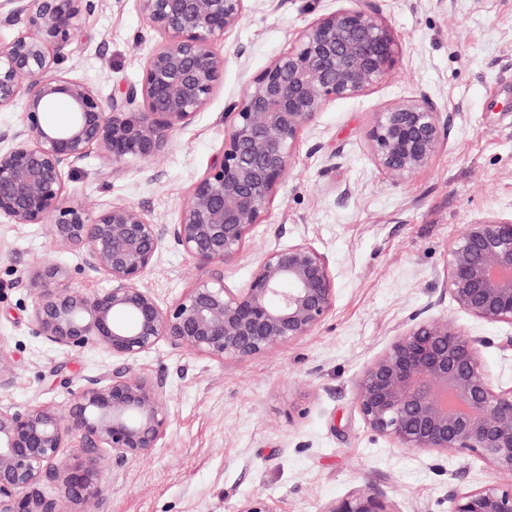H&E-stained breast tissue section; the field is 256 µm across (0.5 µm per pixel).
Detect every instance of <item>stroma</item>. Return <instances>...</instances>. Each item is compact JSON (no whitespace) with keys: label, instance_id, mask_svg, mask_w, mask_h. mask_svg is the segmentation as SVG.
<instances>
[{"label":"stroma","instance_id":"35a3bbf8","mask_svg":"<svg viewBox=\"0 0 512 512\" xmlns=\"http://www.w3.org/2000/svg\"><path fill=\"white\" fill-rule=\"evenodd\" d=\"M347 8L368 10L391 28L398 64L364 95L327 103L304 128L267 215L224 266L225 282L239 288L265 252L307 241L330 259L336 307L311 336L246 361L220 363L163 343L131 362L133 372L166 381L172 422L149 457L116 463L103 454L96 512H237L251 496L275 501L280 512H326L366 486L393 512H449L453 490L496 479L465 452L392 447L365 427L354 391L367 363L426 305L471 335L512 336V326L460 312L440 291L463 226L512 215V0H249L240 22L213 44L224 75L208 107L151 162L161 178L148 179L138 163H108L94 149L67 192L98 206H141L156 222L175 223L224 148L222 116L246 78L288 52L322 15ZM160 42L135 0H94L59 54L68 77L108 99L139 80ZM420 95L439 113L444 146L426 168L394 182L371 159L369 131L386 106ZM50 241V225L0 220L5 404H65L73 386L116 365L104 350H60L34 334L33 297L17 280L48 258L68 267L81 260L52 252ZM208 273L167 248L145 284L167 303Z\"/></svg>","mask_w":512,"mask_h":512}]
</instances>
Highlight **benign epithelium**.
Masks as SVG:
<instances>
[{"label": "benign epithelium", "instance_id": "benign-epithelium-1", "mask_svg": "<svg viewBox=\"0 0 512 512\" xmlns=\"http://www.w3.org/2000/svg\"><path fill=\"white\" fill-rule=\"evenodd\" d=\"M248 0H136L149 29L164 38L141 80L105 102L92 86L62 72L48 47L66 46L94 0H6L5 21L25 31L0 48V111L23 108L0 132V217L52 225L56 252L81 253L71 270L53 261L22 277L34 294L35 333L61 348L101 347L122 365L86 380L65 407L0 403V512H95L104 487L95 455H150L171 425L166 383L132 374L125 363L167 342L212 360H248L300 341L336 307L330 259L306 241L266 252L240 288L223 265L238 257L285 180L303 129L327 103L354 99L396 66L390 28L364 9H339L303 29L295 46L247 79L224 150L195 182L174 224H158L136 205L89 207L70 200L67 178L98 147L114 164L147 162L173 132L209 104L224 75L212 42L242 19ZM68 104L65 126L47 114ZM376 166L400 182L427 167L444 144L438 112L421 95L379 113L369 133ZM210 274L168 304L144 285L163 247ZM101 275L109 287H71L74 275ZM442 293L488 324L512 325V217L464 225L449 247ZM427 305L409 316L387 349L356 382L366 427L395 448L468 452L512 477V386L495 384L483 359L489 337L471 336ZM80 444L72 445L75 438ZM46 479L60 493L34 492ZM237 512H280L262 497ZM324 512H394L362 488ZM451 512H512V483L453 494Z\"/></svg>", "mask_w": 512, "mask_h": 512}]
</instances>
